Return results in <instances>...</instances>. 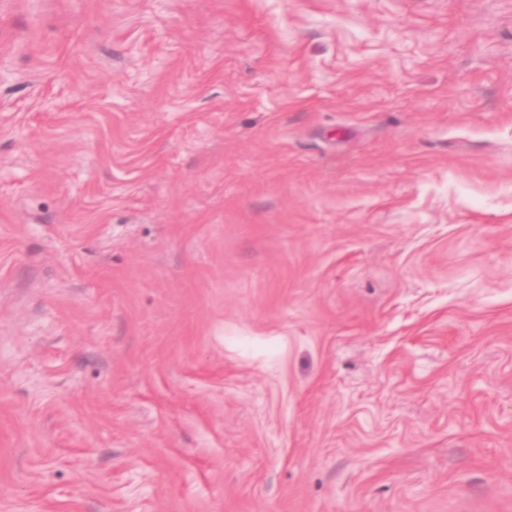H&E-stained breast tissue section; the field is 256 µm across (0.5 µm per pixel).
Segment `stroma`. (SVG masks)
<instances>
[{
  "label": "stroma",
  "instance_id": "35a3bbf8",
  "mask_svg": "<svg viewBox=\"0 0 512 512\" xmlns=\"http://www.w3.org/2000/svg\"><path fill=\"white\" fill-rule=\"evenodd\" d=\"M0 512H512V0H0Z\"/></svg>",
  "mask_w": 512,
  "mask_h": 512
}]
</instances>
